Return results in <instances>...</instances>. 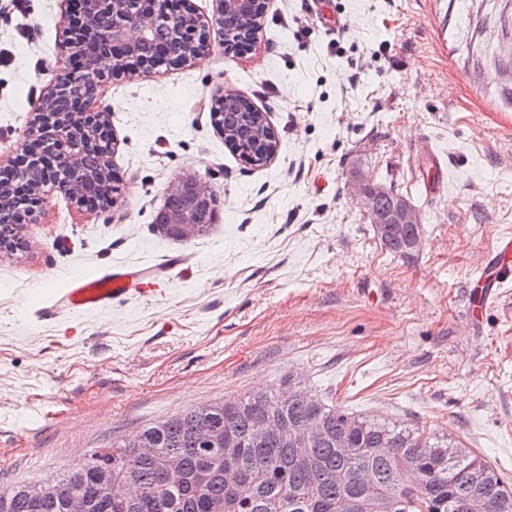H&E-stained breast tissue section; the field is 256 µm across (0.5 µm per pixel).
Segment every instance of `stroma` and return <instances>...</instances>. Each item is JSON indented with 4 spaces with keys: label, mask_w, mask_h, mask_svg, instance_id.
Masks as SVG:
<instances>
[{
    "label": "stroma",
    "mask_w": 512,
    "mask_h": 512,
    "mask_svg": "<svg viewBox=\"0 0 512 512\" xmlns=\"http://www.w3.org/2000/svg\"><path fill=\"white\" fill-rule=\"evenodd\" d=\"M24 2L0 15L4 167L71 67L64 0ZM228 92L266 112L270 163L225 144L211 110ZM99 105L120 204L51 194L22 226L26 249L0 257V487L56 478L150 423L291 375L512 479V281L480 325L468 312L512 234V0H271L251 48L211 32L192 64L108 79ZM356 169L419 210L413 257L375 235ZM188 176L211 186L220 219L165 238L153 218ZM116 262L169 271L109 311L58 310L73 277Z\"/></svg>",
    "instance_id": "1"
}]
</instances>
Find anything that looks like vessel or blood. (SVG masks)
I'll use <instances>...</instances> for the list:
<instances>
[{
	"instance_id": "b4317fda",
	"label": "vessel or blood",
	"mask_w": 512,
	"mask_h": 512,
	"mask_svg": "<svg viewBox=\"0 0 512 512\" xmlns=\"http://www.w3.org/2000/svg\"><path fill=\"white\" fill-rule=\"evenodd\" d=\"M146 269L120 265L108 272L89 278L72 279L60 300L62 308L72 313L98 310L112 302L134 295L139 282L146 278ZM512 279V238H500L486 262L471 295V309L483 308L495 299L498 288Z\"/></svg>"
}]
</instances>
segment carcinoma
Returning a JSON list of instances; mask_svg holds the SVG:
<instances>
[{
    "mask_svg": "<svg viewBox=\"0 0 512 512\" xmlns=\"http://www.w3.org/2000/svg\"><path fill=\"white\" fill-rule=\"evenodd\" d=\"M183 26L182 18H174L157 27L154 37L169 41ZM255 112L245 98L222 101L215 110L226 130ZM111 144V132L103 131L74 177L97 176L99 156ZM230 147L253 165L265 161L262 146L232 142ZM28 210L13 198L0 201L6 221L0 235L17 248L22 241L15 223ZM287 388L295 397L286 403L279 391L246 392L234 403H206L147 425L134 443L117 440L55 479L59 491L52 500L36 498L32 483L1 489L0 512H337L343 500L350 501L352 512H373L383 496L396 501L395 512H463L476 491L484 494L488 512H512V482L447 437L349 411L300 381L288 380ZM266 419L288 430L320 420L333 434H349L354 451L342 454L334 439L309 448L258 443L254 430ZM202 425L233 436L238 448L226 455L223 448L203 443ZM140 445L155 449V456L140 455ZM170 455L180 457L181 468L166 476L160 462ZM103 468L112 470V479L124 488L110 502L95 495Z\"/></svg>",
    "mask_w": 512,
    "mask_h": 512,
    "instance_id": "1",
    "label": "carcinoma"
}]
</instances>
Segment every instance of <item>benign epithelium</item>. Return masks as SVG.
I'll return each instance as SVG.
<instances>
[{
    "mask_svg": "<svg viewBox=\"0 0 512 512\" xmlns=\"http://www.w3.org/2000/svg\"><path fill=\"white\" fill-rule=\"evenodd\" d=\"M73 4L77 9L70 32L85 39L86 55L76 54L71 42L63 43L69 57L79 58V66L75 71L58 76L54 90L47 98H52L59 88L67 89L88 82L92 83V88L72 95L69 114L55 122L42 117L44 103H38L32 136L42 157V166L35 173L39 194L57 191L83 203L89 195L90 184L70 179L69 169L79 153L95 143L102 126L107 124L103 113L93 111L104 81L102 61H122V68L114 72L116 76L193 62L209 45L208 36H199L200 29L207 30L213 24L219 32H224L226 14L254 15L253 21L240 34L246 44L252 45L262 30L268 0H215L216 10L209 21L192 9L185 11L179 8L174 0H73ZM183 14L190 21L184 41L190 43L193 50L178 58L171 55L167 47L156 45L152 33L166 18ZM0 175L4 178L0 182L1 194L7 193L18 199L27 196V177L21 175L20 167L4 169ZM353 194L384 240H408L413 249L420 248L422 218L406 198L392 195L383 184L362 173L354 177ZM168 195L183 196L185 206L168 212L166 223L177 228L180 238L188 240L194 237L200 225L191 219V212L198 206L215 207L214 193L201 179L191 177L173 184ZM325 436L326 430L318 422L292 433H281L285 441L297 448H305Z\"/></svg>",
    "mask_w": 512,
    "mask_h": 512,
    "instance_id": "benign-epithelium-1",
    "label": "benign epithelium"
}]
</instances>
